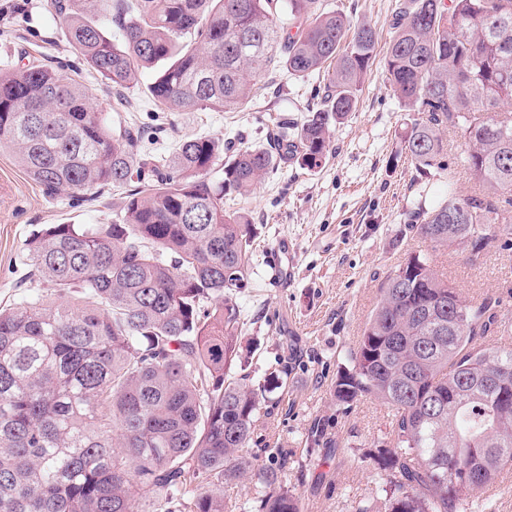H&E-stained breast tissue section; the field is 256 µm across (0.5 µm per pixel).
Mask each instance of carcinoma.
<instances>
[{
  "mask_svg": "<svg viewBox=\"0 0 512 512\" xmlns=\"http://www.w3.org/2000/svg\"><path fill=\"white\" fill-rule=\"evenodd\" d=\"M54 6L124 108L144 69L157 70L147 90L162 112H239L282 73L325 80L267 148L198 136L152 152L76 81L39 65L0 71V147L31 180L125 189L112 223L50 224L25 243L50 293L0 309V512H146L142 489L164 512H299L288 452L259 465L245 451L283 379L253 382L243 354L236 297L250 285L251 221L224 211V195H249L289 156L309 171L326 162L377 31L319 0ZM109 21L123 44L105 35ZM390 28L383 77L408 113L405 153L445 173L451 129L478 183L462 197L448 175V197L417 206L408 228L479 268L488 248H512V0H398ZM500 305L464 300L427 254L387 276L333 384L339 410L373 397L390 415L371 454L381 495L351 512H460L462 490L512 468V345L483 344L512 335ZM244 479L256 493L239 506L224 490Z\"/></svg>",
  "mask_w": 512,
  "mask_h": 512,
  "instance_id": "carcinoma-1",
  "label": "carcinoma"
}]
</instances>
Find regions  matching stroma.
<instances>
[{"mask_svg": "<svg viewBox=\"0 0 512 512\" xmlns=\"http://www.w3.org/2000/svg\"><path fill=\"white\" fill-rule=\"evenodd\" d=\"M353 21L375 26L387 38L395 0H321ZM47 65L82 81L98 111L120 115L112 89L94 77L68 41L51 0H0V68ZM375 60L355 112L333 131L331 153L318 170L281 163L247 198H224L225 211L245 210L256 228V275L237 297L243 311L242 338L255 348L256 372L290 361L288 379L273 395L256 434L269 448H288L296 464L288 478L301 512H348L352 499L374 495L379 478L363 454L388 430V410L364 400L347 414L336 411L332 382L359 339L387 275L409 255L427 252L406 227L419 202L434 204L449 188L424 176L408 160L401 135L404 112ZM312 83L287 80L259 91L242 112H163L143 98L136 122L154 132L151 148H167L199 135L259 146L266 124L286 116L301 119ZM120 192L100 197L61 191L47 194L27 178L12 154L0 149V306L43 293L30 278L25 242L45 224H107ZM287 240L292 272L280 284L268 281L266 253ZM436 268L466 300L501 299V316L512 322V258L490 248L481 269L472 270L453 253L433 257ZM318 419L328 420L340 444L330 452L307 442ZM471 512H512V469L496 487L462 491Z\"/></svg>", "mask_w": 512, "mask_h": 512, "instance_id": "1", "label": "stroma"}]
</instances>
